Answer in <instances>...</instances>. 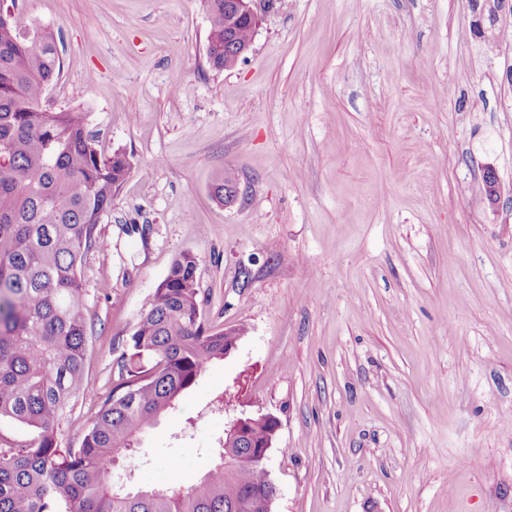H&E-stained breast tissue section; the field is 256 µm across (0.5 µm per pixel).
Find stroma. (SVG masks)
<instances>
[{
    "label": "stroma",
    "mask_w": 512,
    "mask_h": 512,
    "mask_svg": "<svg viewBox=\"0 0 512 512\" xmlns=\"http://www.w3.org/2000/svg\"><path fill=\"white\" fill-rule=\"evenodd\" d=\"M255 4L219 72L201 0H16L62 58L44 107L132 164L80 271L94 332L62 446L187 251L206 325L242 335L118 475L192 486L229 420L269 415L272 512H512V0L481 35L473 0ZM238 184V177L235 174V172L232 169H223L220 171L212 184L211 187V195L212 197L219 203L224 205H231L233 204L239 195V188L236 187L235 192L233 193V197L230 199V202L225 204L224 203V192L229 190L230 188H233Z\"/></svg>",
    "instance_id": "35a3bbf8"
}]
</instances>
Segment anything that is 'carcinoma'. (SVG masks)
<instances>
[{
    "label": "carcinoma",
    "mask_w": 512,
    "mask_h": 512,
    "mask_svg": "<svg viewBox=\"0 0 512 512\" xmlns=\"http://www.w3.org/2000/svg\"><path fill=\"white\" fill-rule=\"evenodd\" d=\"M15 0H0V512H265L268 473L254 448L224 446L200 481L184 490L140 486L121 491L111 479L124 456L176 408L203 370L224 358L223 331L204 326L197 260L175 256L131 332L117 336L112 391L100 403L80 446L63 448L60 423L83 393L88 329L79 267L100 244L98 224L126 182L131 165L120 148L101 154L79 108L42 107L59 74L53 36L22 29ZM210 28L206 54L217 70L234 66L251 42L255 18L232 0H202ZM238 184L220 171L211 195Z\"/></svg>",
    "instance_id": "obj_1"
}]
</instances>
